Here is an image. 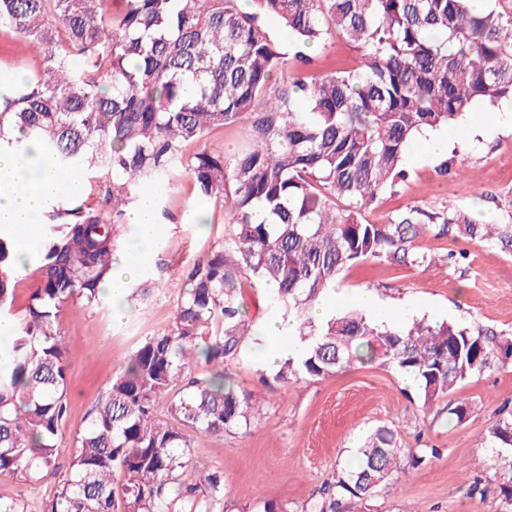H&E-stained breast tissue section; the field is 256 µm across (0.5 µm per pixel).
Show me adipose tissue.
Segmentation results:
<instances>
[{
	"mask_svg": "<svg viewBox=\"0 0 512 512\" xmlns=\"http://www.w3.org/2000/svg\"><path fill=\"white\" fill-rule=\"evenodd\" d=\"M61 178L56 169L40 157L21 162L15 152L0 148V234L9 238L15 249L17 272H25L39 251L38 216L55 203ZM130 224L135 228L138 262L113 271L105 288L112 297V314L124 318L121 290L136 272L138 264L146 263L152 253L162 247L156 224V203L151 194H143L131 212ZM257 366L274 370L282 358L299 357L305 345L298 336L295 323L275 317L265 323L257 336Z\"/></svg>",
	"mask_w": 512,
	"mask_h": 512,
	"instance_id": "ef3b65f1",
	"label": "adipose tissue"
}]
</instances>
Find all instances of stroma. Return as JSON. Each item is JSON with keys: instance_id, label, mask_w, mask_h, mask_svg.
<instances>
[{"instance_id": "obj_1", "label": "stroma", "mask_w": 512, "mask_h": 512, "mask_svg": "<svg viewBox=\"0 0 512 512\" xmlns=\"http://www.w3.org/2000/svg\"><path fill=\"white\" fill-rule=\"evenodd\" d=\"M40 67L38 51L0 32V84L15 83ZM447 137L450 148L441 159L427 155L423 140H416L409 150L406 181L382 193L363 218L389 224L413 205L460 210L485 226V237L453 240L424 233L416 249L434 255L436 266L365 260L342 273L336 292L347 299L371 290L382 299L405 302L410 317L454 321L512 339V247L499 241L502 228L512 225V213L500 206L501 197L512 194V124L497 119L489 130L477 132L465 118ZM443 160L450 169L445 177L438 174ZM225 223L221 209L198 198L190 177L175 173L157 209L164 246L156 258L164 268L143 310L116 321L108 303L78 301L65 307L60 331L70 362L71 408L65 439L83 431L88 409L137 343L172 325L183 266L222 239ZM452 250L465 251L466 261H449ZM254 347V339H247L245 358L230 370L241 387L264 395L260 421L244 435L191 439L194 461L224 473L225 505L215 512H263L268 500L295 512L380 425L397 432L408 447L433 446L440 454L399 475L370 501V512H494V500L471 496L469 486L473 476L496 477L482 437L503 404L512 400V358L458 389V397L470 403L471 415L456 425L423 413L412 381L381 360L323 379L281 384L262 381ZM53 494L52 479L31 483L16 474H0L1 502L33 498L45 503Z\"/></svg>"}]
</instances>
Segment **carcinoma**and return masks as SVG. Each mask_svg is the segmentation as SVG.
Masks as SVG:
<instances>
[{"label":"carcinoma","mask_w":512,"mask_h":512,"mask_svg":"<svg viewBox=\"0 0 512 512\" xmlns=\"http://www.w3.org/2000/svg\"><path fill=\"white\" fill-rule=\"evenodd\" d=\"M107 2L0 0V28L42 55L39 71L0 86V146L25 160L34 141L64 176L95 170L103 184L98 204L62 197L45 213L41 285L21 315L14 252L0 236V317L15 318L0 364V473L55 479L51 510L22 500L4 512H210L224 475L192 464L186 430L239 434L260 418V397L227 372L254 334L247 289L308 341L274 381L325 378L381 355L414 380L426 411L466 420L470 404L452 394L511 357V341L425 318L384 324L359 308L318 324L310 312L356 262L430 264L413 246L420 235L484 236L461 211L412 206L391 224L361 216L404 179L418 136L454 127L478 103L512 102V12H474L470 0H249L247 11L239 0ZM335 35L360 50L355 68L287 76ZM237 125L247 143L232 157L206 145L183 154ZM178 167L224 210V238L188 262L173 324L138 343L62 464L70 404L60 314L70 301L106 298L103 284L129 253L126 207ZM484 439L500 481L476 476L469 493L512 512V410ZM437 453L379 426L298 512H366L395 475Z\"/></svg>","instance_id":"obj_1"}]
</instances>
